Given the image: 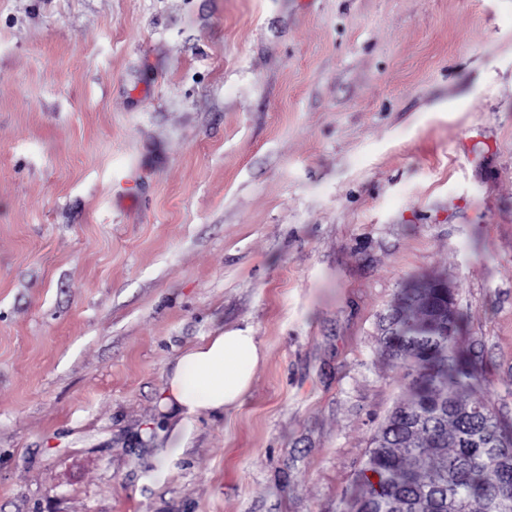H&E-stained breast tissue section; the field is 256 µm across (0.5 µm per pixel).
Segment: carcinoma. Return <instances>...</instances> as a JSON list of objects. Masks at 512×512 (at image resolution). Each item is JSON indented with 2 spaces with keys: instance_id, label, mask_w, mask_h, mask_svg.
<instances>
[{
  "instance_id": "obj_1",
  "label": "carcinoma",
  "mask_w": 512,
  "mask_h": 512,
  "mask_svg": "<svg viewBox=\"0 0 512 512\" xmlns=\"http://www.w3.org/2000/svg\"><path fill=\"white\" fill-rule=\"evenodd\" d=\"M417 281L380 319L379 346L410 377L371 437L346 512H512V433L463 392L477 380L456 349L454 294Z\"/></svg>"
}]
</instances>
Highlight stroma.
<instances>
[{"mask_svg": "<svg viewBox=\"0 0 512 512\" xmlns=\"http://www.w3.org/2000/svg\"><path fill=\"white\" fill-rule=\"evenodd\" d=\"M414 276L512 425V0H0V512H340ZM245 325L166 452L168 364ZM264 360L265 351L251 326L224 329L175 357L166 371L161 400L174 422L172 434L185 435L197 418L239 407Z\"/></svg>", "mask_w": 512, "mask_h": 512, "instance_id": "obj_1", "label": "stroma"}]
</instances>
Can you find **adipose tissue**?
<instances>
[{"mask_svg":"<svg viewBox=\"0 0 512 512\" xmlns=\"http://www.w3.org/2000/svg\"><path fill=\"white\" fill-rule=\"evenodd\" d=\"M264 360L265 351L249 326L225 329L175 357L161 400L174 432L187 434L197 418L239 407Z\"/></svg>","mask_w":512,"mask_h":512,"instance_id":"adipose-tissue-1","label":"adipose tissue"}]
</instances>
